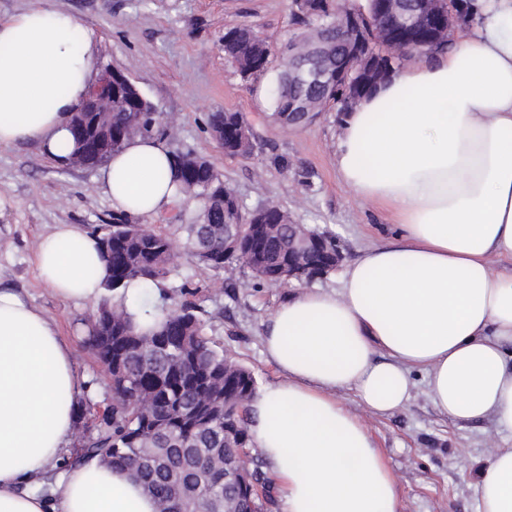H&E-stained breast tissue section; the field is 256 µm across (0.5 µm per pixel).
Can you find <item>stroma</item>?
Returning a JSON list of instances; mask_svg holds the SVG:
<instances>
[{"label": "stroma", "mask_w": 512, "mask_h": 512, "mask_svg": "<svg viewBox=\"0 0 512 512\" xmlns=\"http://www.w3.org/2000/svg\"><path fill=\"white\" fill-rule=\"evenodd\" d=\"M99 36L101 62L123 70L163 119L175 121L170 151L208 158L237 197L243 214L269 202L304 224L335 237L345 261L396 232L382 209L354 199L336 169L339 114L328 105L311 124L289 129L271 118L283 44L298 26L292 0H52ZM249 25L272 47L269 71L245 81L224 54L226 29ZM242 113L253 132L247 156H228L211 134V112ZM97 171L57 166L33 145L0 148V282L26 293L54 318L75 348V362L90 390L91 411L77 416L71 451L94 432V407L112 401L109 379L84 345L91 303L54 297L35 264L39 238L58 224L90 230L111 223L112 207L95 190ZM239 266L203 275L185 256L164 282L166 307L192 302L203 310L207 332L249 369L257 388L280 379L263 352V324L299 283L248 287ZM409 404L386 416L366 414L352 392L336 397L360 416L400 489L398 512H476L471 484L495 436L492 421L455 422L431 403L422 374L414 376Z\"/></svg>", "instance_id": "stroma-1"}]
</instances>
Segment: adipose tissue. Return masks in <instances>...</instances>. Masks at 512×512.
<instances>
[{"mask_svg": "<svg viewBox=\"0 0 512 512\" xmlns=\"http://www.w3.org/2000/svg\"><path fill=\"white\" fill-rule=\"evenodd\" d=\"M471 13L447 49L394 69L340 117L343 183L400 232L352 261L339 288L302 290L265 325L282 379L252 397L250 433L285 512H397L396 479L337 391L385 415L407 405L420 371L440 414L512 434V0H471ZM99 72L94 33L49 0L0 19V147L34 144L67 165L70 116ZM95 189L149 219L180 202L154 137L130 139ZM35 257L56 297H100L106 263L88 230L56 225ZM144 293L134 279L118 301L147 333L163 313ZM87 390L55 321L0 286V512H160L126 469L60 470ZM48 478L49 496L30 492ZM472 488L479 512H512L511 447H493Z\"/></svg>", "mask_w": 512, "mask_h": 512, "instance_id": "obj_1", "label": "adipose tissue"}]
</instances>
